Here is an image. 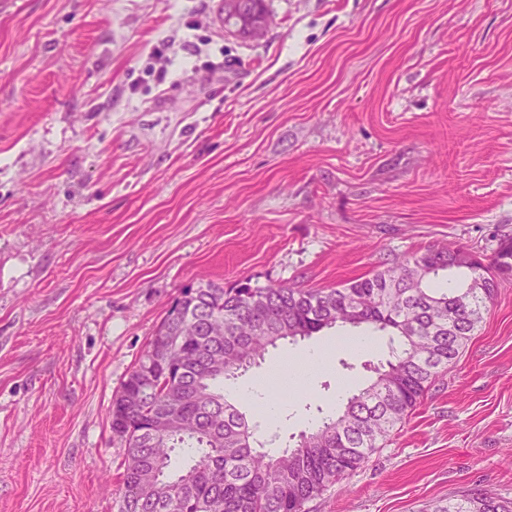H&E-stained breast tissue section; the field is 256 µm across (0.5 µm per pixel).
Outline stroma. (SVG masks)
<instances>
[{
	"label": "stroma",
	"instance_id": "35a3bbf8",
	"mask_svg": "<svg viewBox=\"0 0 512 512\" xmlns=\"http://www.w3.org/2000/svg\"><path fill=\"white\" fill-rule=\"evenodd\" d=\"M0 0V512H118L109 409L199 281L331 288L512 236V0ZM333 331L238 378L268 452L386 359ZM332 347L306 375L300 355ZM291 359V383L267 381ZM512 500V282L457 364L313 512Z\"/></svg>",
	"mask_w": 512,
	"mask_h": 512
}]
</instances>
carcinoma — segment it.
<instances>
[{"label":"carcinoma","instance_id":"obj_1","mask_svg":"<svg viewBox=\"0 0 512 512\" xmlns=\"http://www.w3.org/2000/svg\"><path fill=\"white\" fill-rule=\"evenodd\" d=\"M505 281L509 236L487 260L464 247L428 248L332 288L241 279L183 289L112 399V434L124 445L118 512H310L386 446L457 363ZM346 326L398 336L391 359L373 367L375 380L341 413L275 457L260 451L224 383L280 341ZM429 512H512V500L470 489Z\"/></svg>","mask_w":512,"mask_h":512}]
</instances>
